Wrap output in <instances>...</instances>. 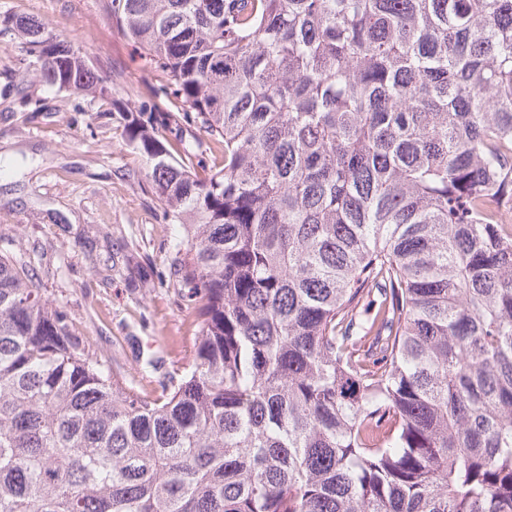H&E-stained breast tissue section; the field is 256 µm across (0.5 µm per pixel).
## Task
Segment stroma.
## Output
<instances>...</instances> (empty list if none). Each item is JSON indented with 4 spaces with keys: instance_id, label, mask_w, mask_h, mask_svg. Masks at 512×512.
I'll return each mask as SVG.
<instances>
[{
    "instance_id": "obj_1",
    "label": "stroma",
    "mask_w": 512,
    "mask_h": 512,
    "mask_svg": "<svg viewBox=\"0 0 512 512\" xmlns=\"http://www.w3.org/2000/svg\"><path fill=\"white\" fill-rule=\"evenodd\" d=\"M0 12L36 17L73 39L101 74L123 70L131 105L148 97L151 68L112 33L103 0H0ZM19 40L0 35V234L46 247L38 270L85 347L107 354L126 383L156 386L184 363L193 328L166 284L169 226L107 101L56 92L24 63ZM114 255L94 271L95 256ZM157 358L156 368L146 365Z\"/></svg>"
}]
</instances>
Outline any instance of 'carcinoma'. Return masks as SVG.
Masks as SVG:
<instances>
[{
    "label": "carcinoma",
    "instance_id": "obj_1",
    "mask_svg": "<svg viewBox=\"0 0 512 512\" xmlns=\"http://www.w3.org/2000/svg\"><path fill=\"white\" fill-rule=\"evenodd\" d=\"M149 57L112 97L0 13L57 92L118 111L192 358L127 385L0 255V512H512V0H104ZM209 151L173 157L189 126ZM368 300L366 315L361 304Z\"/></svg>",
    "mask_w": 512,
    "mask_h": 512
}]
</instances>
